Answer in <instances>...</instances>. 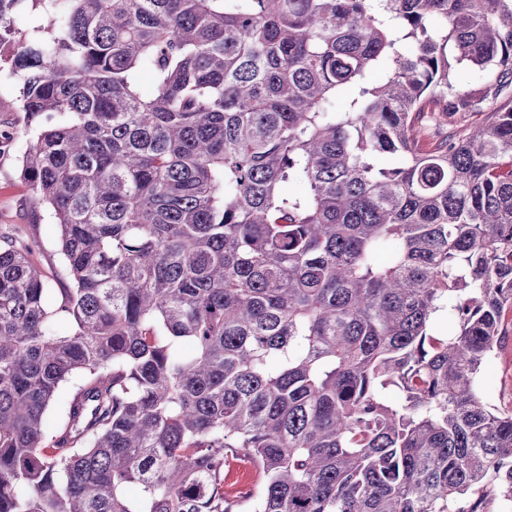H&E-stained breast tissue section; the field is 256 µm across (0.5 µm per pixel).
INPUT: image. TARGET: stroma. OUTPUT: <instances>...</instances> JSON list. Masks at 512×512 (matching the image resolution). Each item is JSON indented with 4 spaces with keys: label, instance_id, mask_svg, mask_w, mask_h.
I'll return each instance as SVG.
<instances>
[{
    "label": "stroma",
    "instance_id": "1",
    "mask_svg": "<svg viewBox=\"0 0 512 512\" xmlns=\"http://www.w3.org/2000/svg\"><path fill=\"white\" fill-rule=\"evenodd\" d=\"M4 128L13 138L0 147V232L35 242L32 261L53 294L68 283L58 248L59 227L21 176V157L31 140L30 120L20 107L16 84L7 77L0 79V130ZM499 329L500 343L480 386L491 404L512 411V307L502 311Z\"/></svg>",
    "mask_w": 512,
    "mask_h": 512
}]
</instances>
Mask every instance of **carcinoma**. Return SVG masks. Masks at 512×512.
<instances>
[{"label":"carcinoma","mask_w":512,"mask_h":512,"mask_svg":"<svg viewBox=\"0 0 512 512\" xmlns=\"http://www.w3.org/2000/svg\"><path fill=\"white\" fill-rule=\"evenodd\" d=\"M22 17V173L72 287L0 236V512L512 506V412L479 389L512 104L466 123L512 94V0H0V45ZM256 476V469L248 461L239 458H228L224 466V489L236 492V487L242 483H257Z\"/></svg>","instance_id":"obj_1"}]
</instances>
